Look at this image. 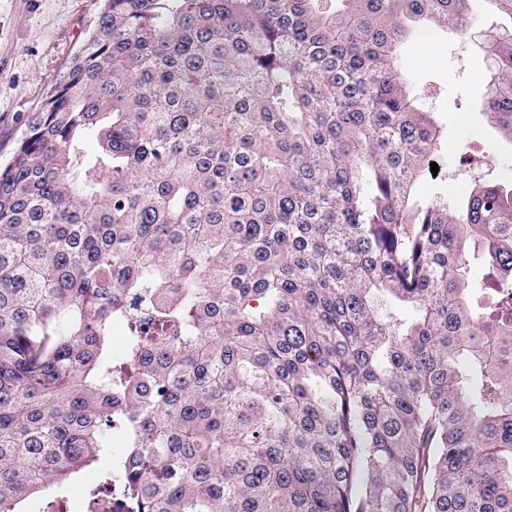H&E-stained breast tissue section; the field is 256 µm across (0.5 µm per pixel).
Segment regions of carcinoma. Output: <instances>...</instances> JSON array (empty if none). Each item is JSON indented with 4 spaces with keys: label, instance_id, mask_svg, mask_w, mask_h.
I'll return each mask as SVG.
<instances>
[{
    "label": "carcinoma",
    "instance_id": "1",
    "mask_svg": "<svg viewBox=\"0 0 512 512\" xmlns=\"http://www.w3.org/2000/svg\"><path fill=\"white\" fill-rule=\"evenodd\" d=\"M321 2L103 0L0 166V512H512V189L416 198L398 63L468 0Z\"/></svg>",
    "mask_w": 512,
    "mask_h": 512
}]
</instances>
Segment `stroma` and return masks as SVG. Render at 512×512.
<instances>
[{"label":"stroma","instance_id":"35a3bbf8","mask_svg":"<svg viewBox=\"0 0 512 512\" xmlns=\"http://www.w3.org/2000/svg\"><path fill=\"white\" fill-rule=\"evenodd\" d=\"M102 0H0V163L11 156L30 116L64 75ZM399 48L401 65L441 126L438 172L424 171L416 185L423 199L447 192L465 196L474 176L512 188V148L496 143L482 115L488 63L478 46H463L452 33L410 23ZM471 154L483 159L477 171L460 165Z\"/></svg>","mask_w":512,"mask_h":512}]
</instances>
